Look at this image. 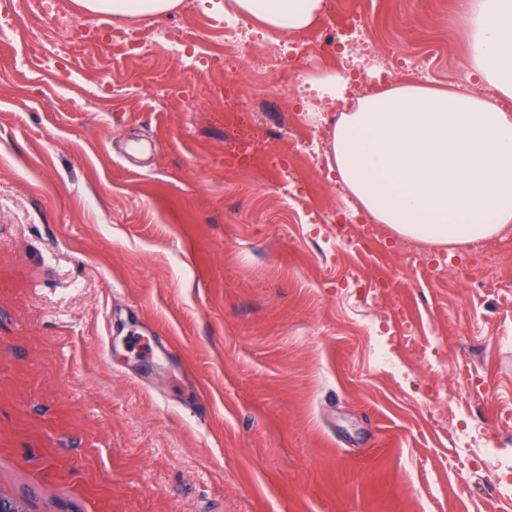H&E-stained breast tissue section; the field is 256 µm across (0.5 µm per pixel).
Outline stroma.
Segmentation results:
<instances>
[{"label": "stroma", "mask_w": 512, "mask_h": 512, "mask_svg": "<svg viewBox=\"0 0 512 512\" xmlns=\"http://www.w3.org/2000/svg\"><path fill=\"white\" fill-rule=\"evenodd\" d=\"M59 5L99 33L60 65L57 25L0 0V493L34 512H512V227L450 253L384 225L353 248L364 218L326 167L344 107L304 119L335 49L308 45L295 90L287 62L196 65L224 53L212 0L136 21ZM326 10L365 14L358 73L393 53L389 82L494 97L456 0ZM137 27L181 57L131 49ZM229 77L238 95L214 97ZM474 429L497 459L463 460Z\"/></svg>", "instance_id": "stroma-1"}]
</instances>
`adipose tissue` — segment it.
Segmentation results:
<instances>
[{"label": "adipose tissue", "mask_w": 512, "mask_h": 512, "mask_svg": "<svg viewBox=\"0 0 512 512\" xmlns=\"http://www.w3.org/2000/svg\"><path fill=\"white\" fill-rule=\"evenodd\" d=\"M182 0H74L90 14L168 15ZM468 68L488 99L459 87L394 85L357 98L329 133L326 164L359 210L403 238L448 250L512 225V0H458ZM325 0H224L271 31L303 32Z\"/></svg>", "instance_id": "adipose-tissue-1"}]
</instances>
